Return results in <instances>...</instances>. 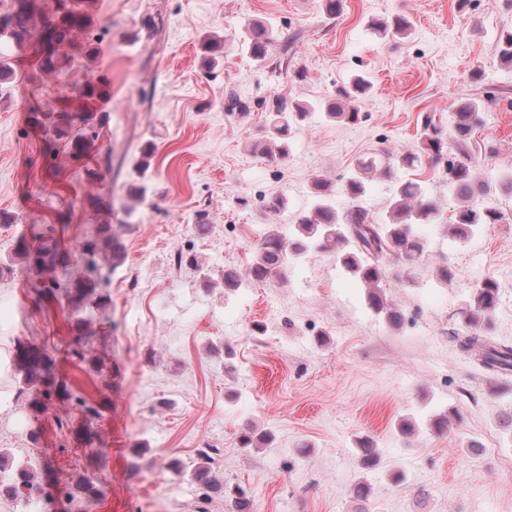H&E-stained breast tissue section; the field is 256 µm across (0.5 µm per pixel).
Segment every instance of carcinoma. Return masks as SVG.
<instances>
[{
	"mask_svg": "<svg viewBox=\"0 0 512 512\" xmlns=\"http://www.w3.org/2000/svg\"><path fill=\"white\" fill-rule=\"evenodd\" d=\"M6 9H0V40L10 43L17 55L27 47L35 49L39 66L48 73L61 70L58 47L70 40L71 35L85 27L87 15L69 6L67 0H6ZM275 39L272 27L253 23L246 27L244 44L250 55L261 61L269 45ZM498 50L501 60L512 64V30L500 32ZM368 81L354 78L346 86L336 89V98L325 103V115L340 121L356 123L361 118L357 101L368 92ZM272 137L284 140L291 137L308 120L309 111L301 105L288 106L275 100L269 111ZM35 121L49 132L59 136L68 135L77 122L87 121L80 110L63 106L54 113H35ZM483 121L482 108L475 102L465 101L454 113L453 131L448 132L432 122H427L419 142V153L388 156L386 165H379L372 156L358 163L355 170L340 187L347 199L346 208L339 212L332 206L319 202L310 214H302L295 223V232L285 236L273 231L260 240L255 259L250 268L254 281L283 278L291 264L312 248L336 246V259L353 278L367 289V302L378 314L385 315L393 325L399 323L400 313L387 301L383 291L387 278L392 276L399 283L413 280L420 261L426 252V241L420 236V226L434 221L438 206L417 183L396 179V171L412 167L420 154L439 158L455 149L448 160V187L461 201L455 222L448 226L451 240L460 242L473 234L483 224H500L505 212L496 204V184L475 179L472 158L466 148V140L473 129ZM378 171L395 180L390 201L388 220L376 223L369 219L361 200L366 193L367 173ZM14 254L26 268L39 275L54 274L52 284L69 275L71 253L59 248L51 238H43L37 246L27 239H19ZM390 257L395 265L388 272L382 259ZM101 276L95 263L86 264L79 276L65 281L66 296L74 309H80L87 301L101 306L107 303L108 295L99 291ZM499 301V288L495 281L485 279L474 288L468 307L463 311L464 335L455 336L458 346L464 351H473L478 360L489 371L503 373L512 371V345L499 342L490 335L493 314ZM68 354L98 372V359L84 349L82 339L76 338ZM17 365L25 372L24 384L34 386L54 385L53 366L55 359L47 352L37 349H21L16 354ZM221 457L218 448H202L197 457L189 462L178 458L170 460L169 467L175 472L190 474L193 482L202 490L201 512H209L208 490L217 485L215 465ZM357 457L362 466L376 463L380 449L369 442L359 444ZM34 486V474L26 466H17L8 480L0 479V492L12 498L23 499ZM224 491L234 499L238 512H249L250 493L242 486L226 487Z\"/></svg>",
	"mask_w": 512,
	"mask_h": 512,
	"instance_id": "obj_1",
	"label": "carcinoma"
}]
</instances>
